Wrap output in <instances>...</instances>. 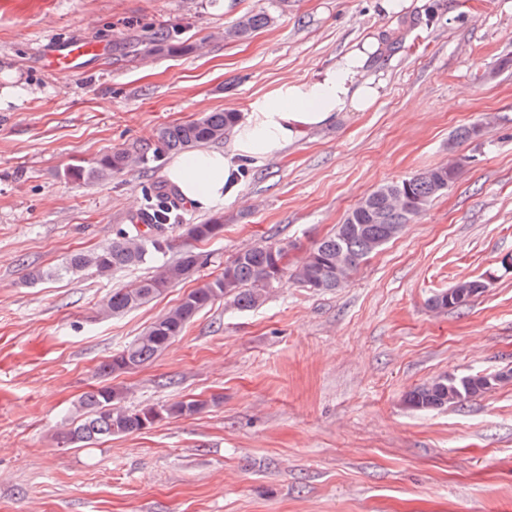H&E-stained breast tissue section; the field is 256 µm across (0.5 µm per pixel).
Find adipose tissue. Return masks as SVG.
I'll return each mask as SVG.
<instances>
[{
    "mask_svg": "<svg viewBox=\"0 0 512 512\" xmlns=\"http://www.w3.org/2000/svg\"><path fill=\"white\" fill-rule=\"evenodd\" d=\"M363 43L339 56L315 76L285 81L257 97L221 149H195L175 158L165 171L183 198L201 210L232 199L241 167L276 155L321 129L341 112H368L382 96L383 85L368 76L373 52Z\"/></svg>",
    "mask_w": 512,
    "mask_h": 512,
    "instance_id": "ef3b65f1",
    "label": "adipose tissue"
}]
</instances>
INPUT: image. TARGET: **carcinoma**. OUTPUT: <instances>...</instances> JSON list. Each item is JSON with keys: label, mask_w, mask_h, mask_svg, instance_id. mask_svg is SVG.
Masks as SVG:
<instances>
[{"label": "carcinoma", "mask_w": 512, "mask_h": 512, "mask_svg": "<svg viewBox=\"0 0 512 512\" xmlns=\"http://www.w3.org/2000/svg\"><path fill=\"white\" fill-rule=\"evenodd\" d=\"M273 18L265 12L243 15L234 25L237 38H247L253 32L269 26ZM238 119L236 112H207L201 117L185 122L172 123L160 128L158 147L155 152L189 151L202 144L224 140ZM147 160L143 154L134 155L116 150L102 156L93 167L81 165L69 167L64 176L72 181L93 182L106 179ZM448 169L435 167L400 181L388 182L370 194L373 210H352L336 231L316 242L305 259L297 265L291 276L303 287L316 291L338 288L336 284V256L345 254L349 266L345 276H350L372 253L391 240L385 229L390 224L405 226L436 197L448 190ZM398 190L406 199L398 211L383 209V190ZM154 223L141 230L132 224L129 229L117 233L112 242L100 249L71 255L59 269L63 275L77 274L87 269L101 277L145 265L159 254L175 248L180 256L156 266L152 275L139 280L131 288L112 292L110 304L102 315L109 317L136 309L161 295L167 288L188 278L200 265V255L187 245H177L169 236L167 206L151 208ZM224 225L218 221L206 224H189L188 239L203 242L219 237ZM284 270V251L273 245H260L238 254L224 265L223 274L185 294L174 307L154 321L128 345L112 355L100 366L101 374L109 377L141 367L164 350L204 308L219 298H228L242 309L260 305L270 286ZM487 287L482 279L464 280V296L454 304L461 308ZM485 391V378L467 377L456 379L444 376L409 392L405 398L408 406L417 410H429L459 404L473 395ZM122 392L110 384H103L86 392L79 400L77 410L80 419L59 434L64 445L95 441L112 435H126L153 426L167 418L191 416L205 405L200 400L178 401L167 406L146 405L128 409L119 406Z\"/></svg>", "instance_id": "obj_1"}]
</instances>
